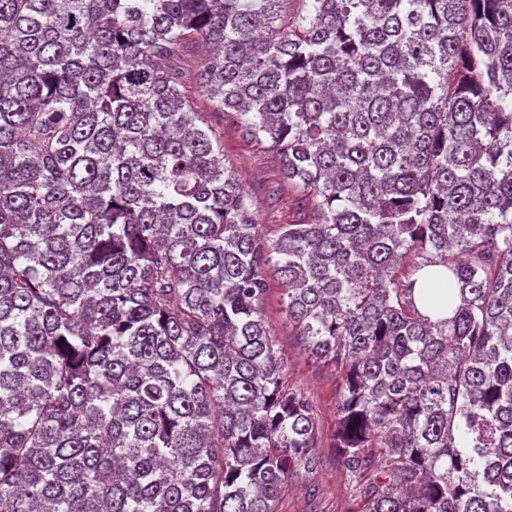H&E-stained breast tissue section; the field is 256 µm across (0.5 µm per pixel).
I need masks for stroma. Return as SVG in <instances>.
<instances>
[{
  "instance_id": "stroma-1",
  "label": "stroma",
  "mask_w": 512,
  "mask_h": 512,
  "mask_svg": "<svg viewBox=\"0 0 512 512\" xmlns=\"http://www.w3.org/2000/svg\"><path fill=\"white\" fill-rule=\"evenodd\" d=\"M180 57L187 73L185 99L200 126L210 127L224 149V163L247 190L261 237L274 241L285 224L310 220V206L299 203L297 186L283 175L281 159L269 142L252 139L245 129L225 120L201 92L193 74L204 60L200 39H192ZM267 292L261 305L270 336L285 359L283 378L288 386L304 391L313 404L321 432L315 450L318 469L300 473L289 482L279 503V512H357L354 484L338 464L332 446L336 407L342 393L341 376L333 365L314 358L289 325L286 297L273 267H266Z\"/></svg>"
}]
</instances>
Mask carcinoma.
Instances as JSON below:
<instances>
[{
  "instance_id": "carcinoma-1",
  "label": "carcinoma",
  "mask_w": 512,
  "mask_h": 512,
  "mask_svg": "<svg viewBox=\"0 0 512 512\" xmlns=\"http://www.w3.org/2000/svg\"><path fill=\"white\" fill-rule=\"evenodd\" d=\"M285 2L0 0V512H279L320 430L272 262L358 512H512V0ZM195 37L313 202L269 245ZM267 292L261 305L269 335L284 354L285 384L304 391L313 404L320 428L315 454L320 466L312 473H301L288 483L279 503V512H355L358 510L354 484L338 464L332 434L336 427V407L342 381L333 365L314 358L285 313L286 296L273 266L264 269Z\"/></svg>"
}]
</instances>
